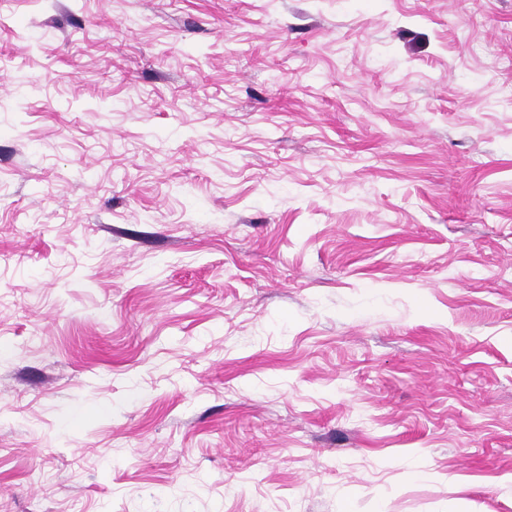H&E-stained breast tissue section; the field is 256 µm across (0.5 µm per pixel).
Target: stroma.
Returning <instances> with one entry per match:
<instances>
[{
	"label": "stroma",
	"instance_id": "stroma-1",
	"mask_svg": "<svg viewBox=\"0 0 512 512\" xmlns=\"http://www.w3.org/2000/svg\"><path fill=\"white\" fill-rule=\"evenodd\" d=\"M0 512H512V0H0Z\"/></svg>",
	"mask_w": 512,
	"mask_h": 512
}]
</instances>
